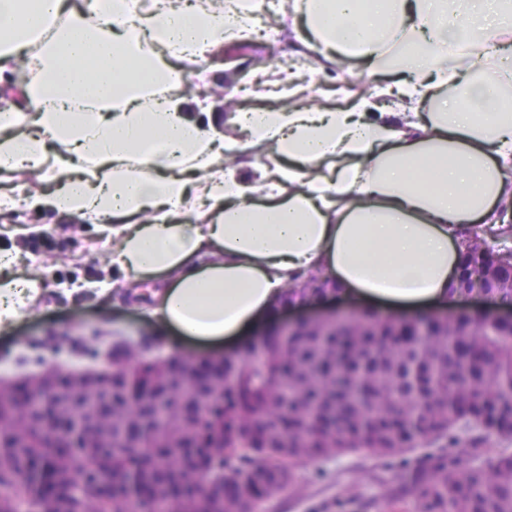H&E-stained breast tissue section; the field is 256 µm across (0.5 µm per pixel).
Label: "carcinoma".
<instances>
[{"label": "carcinoma", "instance_id": "1", "mask_svg": "<svg viewBox=\"0 0 512 512\" xmlns=\"http://www.w3.org/2000/svg\"><path fill=\"white\" fill-rule=\"evenodd\" d=\"M464 283L512 304L478 265ZM394 325L360 312L322 336L261 332L260 351L223 362L218 378L186 365L185 386L155 367L144 338L139 371L113 367L102 393L75 395L62 380L60 399L0 420V512H43L33 464L53 468L57 512L76 499L83 512H259L288 493L297 467L363 452L404 462L394 512L408 499L413 512H512V451L468 467L445 455L412 460L420 448L512 438V325L467 312L446 335L394 338ZM188 393L200 403L190 412L180 404ZM85 410L112 415L108 447H42L44 432L67 433ZM186 486L193 497L175 494Z\"/></svg>", "mask_w": 512, "mask_h": 512}]
</instances>
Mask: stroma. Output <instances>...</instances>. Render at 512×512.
Here are the masks:
<instances>
[{"instance_id": "1", "label": "stroma", "mask_w": 512, "mask_h": 512, "mask_svg": "<svg viewBox=\"0 0 512 512\" xmlns=\"http://www.w3.org/2000/svg\"><path fill=\"white\" fill-rule=\"evenodd\" d=\"M294 15L289 0H280L265 26L278 29L276 40L257 38L250 44L222 50L212 61L208 86L221 90L231 86L240 94L241 107L257 105L252 96H242L255 74L290 67L295 58L288 27ZM49 231L63 240L61 249L50 253L24 250L22 268L45 270L51 279L33 316L0 331V375L19 370L38 375L53 364L65 368L86 364L100 366L98 350L123 336L146 334L158 340L163 351L182 347L172 333H159L146 319L145 301H133L112 288L113 273L103 259L110 249L73 220L47 218L26 227L27 236ZM86 341L92 357L80 359L71 352V338ZM400 468L398 462L367 454L328 460L314 468H299L294 492L275 502L268 512H352L349 501L359 495L377 502L375 512H391L388 491Z\"/></svg>"}]
</instances>
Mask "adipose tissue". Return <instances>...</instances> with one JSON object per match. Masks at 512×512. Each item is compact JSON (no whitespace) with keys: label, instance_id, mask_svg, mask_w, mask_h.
Instances as JSON below:
<instances>
[{"label":"adipose tissue","instance_id":"adipose-tissue-1","mask_svg":"<svg viewBox=\"0 0 512 512\" xmlns=\"http://www.w3.org/2000/svg\"><path fill=\"white\" fill-rule=\"evenodd\" d=\"M292 9L312 76L358 59L379 101L349 89L350 106L305 104L283 68L279 107L193 111L187 67L250 39V0H0V61L23 55L30 75L0 107V183L49 164L59 181L4 190L0 214L90 224L112 244L115 287L157 282L150 322L203 344L270 328L313 275L399 313L448 304L467 228L512 222V0H494L492 24L484 0ZM20 254L0 249L4 326L41 300L43 273L17 272Z\"/></svg>","mask_w":512,"mask_h":512}]
</instances>
